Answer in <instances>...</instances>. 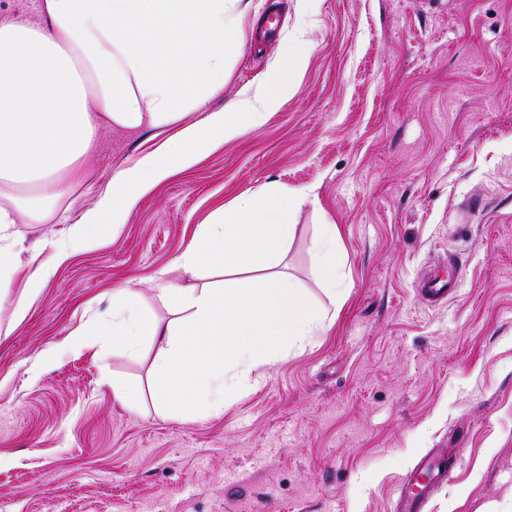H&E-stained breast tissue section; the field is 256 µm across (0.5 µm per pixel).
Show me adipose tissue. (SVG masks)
Here are the masks:
<instances>
[{"label": "adipose tissue", "instance_id": "obj_1", "mask_svg": "<svg viewBox=\"0 0 512 512\" xmlns=\"http://www.w3.org/2000/svg\"><path fill=\"white\" fill-rule=\"evenodd\" d=\"M35 20L0 18V271L15 258L17 225L55 216L74 194L85 162L106 130L165 128L224 86V63L239 46L241 0H32ZM305 41L284 46L260 87L181 128L176 141L201 133L236 137L244 124L265 122L293 87ZM194 153L152 152L120 171L112 192L88 209L72 233L91 243L87 228L124 222L138 197ZM305 192L277 187L225 206L216 224L198 225L179 258L185 272L220 270L222 287L180 288L158 282V296L180 319L161 324L142 314L130 288L112 291V350L157 345L155 367L173 375L195 367L196 395L178 412L195 419L199 400L221 410L224 371L247 388L254 370L322 329L323 309L308 307L300 287L281 270L291 213ZM200 346H192V339Z\"/></svg>", "mask_w": 512, "mask_h": 512}]
</instances>
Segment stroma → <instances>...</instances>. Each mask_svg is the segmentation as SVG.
<instances>
[{
  "mask_svg": "<svg viewBox=\"0 0 512 512\" xmlns=\"http://www.w3.org/2000/svg\"><path fill=\"white\" fill-rule=\"evenodd\" d=\"M224 87L176 127L106 131L64 222L22 224L0 279V512H396L425 455L454 472L425 512H512V0H243ZM307 60L277 111L234 139L188 143L196 163L59 256L112 179L173 149L175 128L255 90L285 42ZM313 190L295 210L284 270L330 321L259 369L223 412L182 419L157 391L156 346L74 343L112 327L110 294L177 313L155 292L219 282L178 268L195 228L269 186ZM336 227L341 291L314 257ZM460 269L431 306L417 285ZM49 275L37 294L28 280ZM25 302L24 319L14 308ZM122 386L136 399L121 404Z\"/></svg>",
  "mask_w": 512,
  "mask_h": 512,
  "instance_id": "stroma-1",
  "label": "stroma"
}]
</instances>
